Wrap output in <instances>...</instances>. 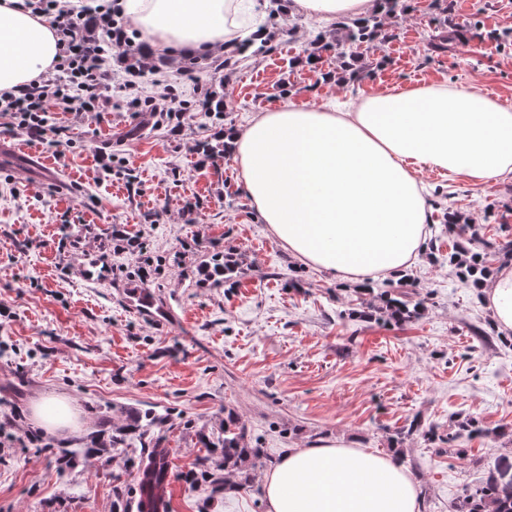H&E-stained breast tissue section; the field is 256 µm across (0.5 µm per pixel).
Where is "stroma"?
I'll return each mask as SVG.
<instances>
[{
    "mask_svg": "<svg viewBox=\"0 0 512 512\" xmlns=\"http://www.w3.org/2000/svg\"><path fill=\"white\" fill-rule=\"evenodd\" d=\"M387 18V40L364 50L361 76L322 80L295 58L337 25L269 11L270 51L225 71L209 57H153V79L195 104L198 87L223 91V112H198L182 129L129 109L114 95L101 117L62 106L65 157L0 121V512H132L137 473L156 448L172 449L162 512H266L257 477L290 448L322 440L387 455L419 484L421 512H451L464 488L512 465V331L496 329L474 278L448 257L449 217L474 223L470 247L486 273L506 266L512 180L481 185L426 175L431 251L407 271L405 291L424 308L398 323L380 309L393 286L361 288L309 267L269 233L240 190L232 158L198 143L247 126L255 112L317 105L417 80L474 87L512 102V0H411ZM453 36L452 52L435 50ZM112 156L104 173L98 157ZM233 253L242 273L208 279L206 265ZM148 268V279L136 271ZM66 398L76 432L50 434L31 420L39 399ZM259 449L252 481L225 488L224 412ZM159 420L144 447L114 448L116 429ZM476 419L481 434L459 436ZM434 432L409 433L413 421ZM74 457L58 459L62 449Z\"/></svg>",
    "mask_w": 512,
    "mask_h": 512,
    "instance_id": "1",
    "label": "stroma"
}]
</instances>
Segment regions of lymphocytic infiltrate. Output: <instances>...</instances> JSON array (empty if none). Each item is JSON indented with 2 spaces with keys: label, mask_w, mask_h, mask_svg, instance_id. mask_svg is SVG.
<instances>
[{
  "label": "lymphocytic infiltrate",
  "mask_w": 512,
  "mask_h": 512,
  "mask_svg": "<svg viewBox=\"0 0 512 512\" xmlns=\"http://www.w3.org/2000/svg\"><path fill=\"white\" fill-rule=\"evenodd\" d=\"M35 14L46 17L58 36L59 60L55 75L16 87L0 94V114L9 117L13 128L31 140L56 147L63 128L52 127L47 105L56 101L69 111L83 116L110 111L112 95L126 94L131 105L150 107L152 113L185 117L186 106L171 87L142 96L140 83L144 65L130 66L123 78H116L110 64L112 52L135 54L127 34L126 22L118 9L100 12L94 30L83 25L82 12L71 8L68 0H27Z\"/></svg>",
  "instance_id": "lymphocytic-infiltrate-1"
}]
</instances>
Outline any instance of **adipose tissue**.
<instances>
[{"mask_svg": "<svg viewBox=\"0 0 512 512\" xmlns=\"http://www.w3.org/2000/svg\"><path fill=\"white\" fill-rule=\"evenodd\" d=\"M254 0H123L147 55L219 52L246 29ZM377 0H289L324 23L355 21ZM57 61L50 25L0 0V91ZM242 189L295 258L351 281L398 275L429 239L423 175L512 178V107L475 88L426 83L375 90L343 104H292L228 129ZM497 326L512 331V269L480 282ZM266 512H420L415 484L392 458L323 441L291 448L261 477Z\"/></svg>", "mask_w": 512, "mask_h": 512, "instance_id": "1", "label": "adipose tissue"}]
</instances>
